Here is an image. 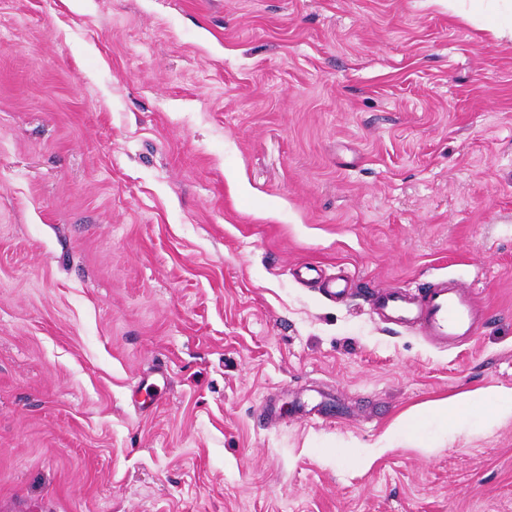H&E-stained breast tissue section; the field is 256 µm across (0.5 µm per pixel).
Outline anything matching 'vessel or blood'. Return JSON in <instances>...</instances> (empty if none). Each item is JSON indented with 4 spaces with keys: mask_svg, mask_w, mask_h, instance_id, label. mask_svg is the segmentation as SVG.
Instances as JSON below:
<instances>
[{
    "mask_svg": "<svg viewBox=\"0 0 512 512\" xmlns=\"http://www.w3.org/2000/svg\"><path fill=\"white\" fill-rule=\"evenodd\" d=\"M379 320L414 328L430 345L448 349L477 336L487 320L474 291L445 280L410 292L389 287L368 295Z\"/></svg>",
    "mask_w": 512,
    "mask_h": 512,
    "instance_id": "b4317fda",
    "label": "vessel or blood"
}]
</instances>
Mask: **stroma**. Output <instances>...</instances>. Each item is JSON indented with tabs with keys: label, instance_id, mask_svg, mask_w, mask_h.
<instances>
[{
	"label": "stroma",
	"instance_id": "obj_1",
	"mask_svg": "<svg viewBox=\"0 0 512 512\" xmlns=\"http://www.w3.org/2000/svg\"><path fill=\"white\" fill-rule=\"evenodd\" d=\"M469 11L0 0V512H512V410L421 416L512 389V41ZM437 279L474 341L371 315ZM478 394L488 395L504 405H512V390L509 391H476L467 392L448 400L437 401L426 410V416L430 419H439L445 424L460 426L466 422L471 407L476 402Z\"/></svg>",
	"mask_w": 512,
	"mask_h": 512
}]
</instances>
